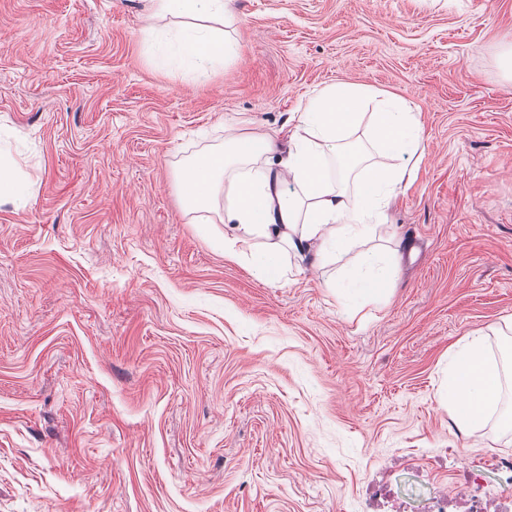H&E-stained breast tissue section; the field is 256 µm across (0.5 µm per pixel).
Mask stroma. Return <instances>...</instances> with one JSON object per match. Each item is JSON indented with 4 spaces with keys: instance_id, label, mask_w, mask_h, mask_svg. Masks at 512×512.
I'll return each mask as SVG.
<instances>
[{
    "instance_id": "obj_1",
    "label": "stroma",
    "mask_w": 512,
    "mask_h": 512,
    "mask_svg": "<svg viewBox=\"0 0 512 512\" xmlns=\"http://www.w3.org/2000/svg\"><path fill=\"white\" fill-rule=\"evenodd\" d=\"M150 0H0V128L33 199L0 205V512H405L411 478L467 512L512 455V387L461 435L456 344L512 318V0H235L203 84L149 63ZM352 84L419 112L425 151L369 245L398 259L365 319L214 244L176 184L225 125L276 133ZM485 470H491L495 474L501 488L499 511L510 512L512 504V456L509 455H495L490 460L472 462L469 470V485L467 486L469 497L467 501L469 502L470 512H485V502L480 495Z\"/></svg>"
}]
</instances>
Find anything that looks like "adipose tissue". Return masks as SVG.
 I'll use <instances>...</instances> for the list:
<instances>
[{"label": "adipose tissue", "instance_id": "1", "mask_svg": "<svg viewBox=\"0 0 512 512\" xmlns=\"http://www.w3.org/2000/svg\"><path fill=\"white\" fill-rule=\"evenodd\" d=\"M233 0H152L149 62L157 70L208 79L235 50L222 28ZM366 127L372 146L351 143ZM416 113L393 95L364 86L329 85L298 112L284 135L225 134L180 169L182 204L194 223H221L225 256L249 259L255 273L278 282L285 258L324 265L368 239L374 221L414 174L423 151ZM336 281L350 312L381 301L397 274L395 253ZM503 394L501 372L483 336L460 341L439 401L460 431L483 425Z\"/></svg>", "mask_w": 512, "mask_h": 512}]
</instances>
